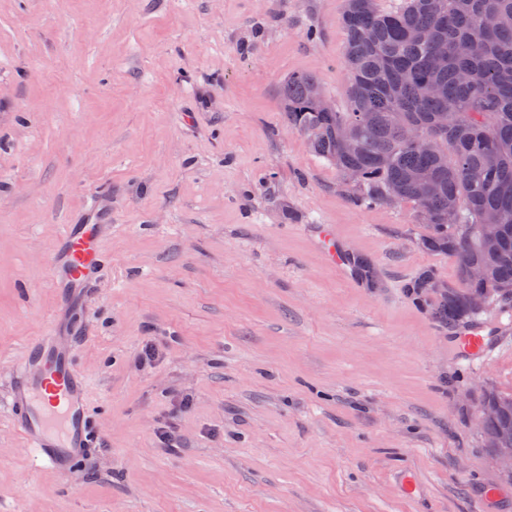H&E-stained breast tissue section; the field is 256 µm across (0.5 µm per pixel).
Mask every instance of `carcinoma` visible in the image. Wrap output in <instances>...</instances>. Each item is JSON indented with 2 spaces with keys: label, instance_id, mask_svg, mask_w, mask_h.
Wrapping results in <instances>:
<instances>
[{
  "label": "carcinoma",
  "instance_id": "cac0c4a2",
  "mask_svg": "<svg viewBox=\"0 0 512 512\" xmlns=\"http://www.w3.org/2000/svg\"><path fill=\"white\" fill-rule=\"evenodd\" d=\"M512 16V0H404L384 12L377 0H348L343 15L349 71L347 112L323 111L310 73L288 75L282 89L288 129L303 134L314 155L338 171H359V196L374 206L413 204L422 233L417 246L451 260L454 287L432 270L406 285V294L444 328L477 327L482 311L470 297L495 290L499 309H512V24L483 27L489 16ZM446 64L433 66L435 56ZM450 112L448 128L436 124ZM418 126L436 142L422 151L406 141ZM499 224L487 246L479 225ZM355 276L377 285L373 263L347 257ZM487 279L470 282L469 264ZM483 436L512 447V418L493 417Z\"/></svg>",
  "mask_w": 512,
  "mask_h": 512
}]
</instances>
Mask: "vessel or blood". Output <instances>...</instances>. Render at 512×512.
Masks as SVG:
<instances>
[{
  "instance_id": "obj_1",
  "label": "vessel or blood",
  "mask_w": 512,
  "mask_h": 512,
  "mask_svg": "<svg viewBox=\"0 0 512 512\" xmlns=\"http://www.w3.org/2000/svg\"><path fill=\"white\" fill-rule=\"evenodd\" d=\"M102 227L65 224L46 258L54 287L86 289L102 259ZM86 379L67 353L33 345L9 389L14 424L40 467L64 473L87 441Z\"/></svg>"
}]
</instances>
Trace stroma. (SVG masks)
<instances>
[{"mask_svg":"<svg viewBox=\"0 0 512 512\" xmlns=\"http://www.w3.org/2000/svg\"><path fill=\"white\" fill-rule=\"evenodd\" d=\"M345 7L0 0V512H512L473 415L512 396V312L471 357L403 290L458 279L412 204L357 202L284 123L295 72L346 111ZM92 195L105 266L67 302L43 258ZM42 337L87 377L91 448L62 475L3 404ZM347 261L359 280L366 282L371 288L376 287L375 269L370 259L360 254H352L347 257Z\"/></svg>","mask_w":512,"mask_h":512,"instance_id":"1","label":"stroma"}]
</instances>
